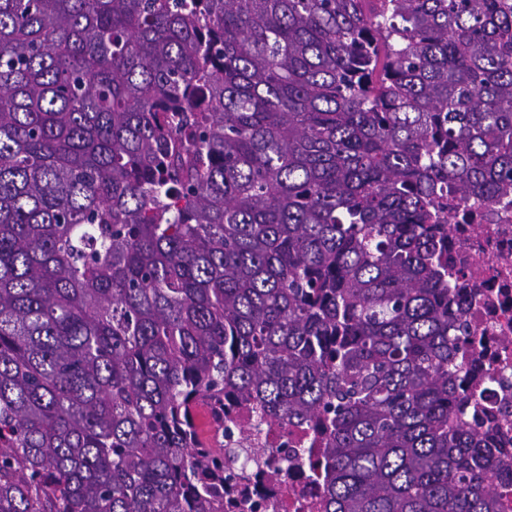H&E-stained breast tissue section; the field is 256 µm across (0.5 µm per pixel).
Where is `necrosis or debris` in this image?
<instances>
[{"instance_id": "obj_1", "label": "necrosis or debris", "mask_w": 512, "mask_h": 512, "mask_svg": "<svg viewBox=\"0 0 512 512\" xmlns=\"http://www.w3.org/2000/svg\"><path fill=\"white\" fill-rule=\"evenodd\" d=\"M448 266L459 272L462 288L456 314L468 325L469 342L462 361L478 400L464 418L479 425L493 447L507 449L505 470H512V205L502 203L484 213L481 223L451 225ZM288 427L264 430L250 445L262 449L247 470L243 496L225 501V512H286L297 502H316L322 487L315 477L290 471L279 483L268 482V467L277 465L273 449L295 445Z\"/></svg>"}]
</instances>
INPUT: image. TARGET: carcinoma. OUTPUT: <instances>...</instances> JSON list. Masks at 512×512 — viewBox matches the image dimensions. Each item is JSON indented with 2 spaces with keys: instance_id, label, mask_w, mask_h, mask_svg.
Wrapping results in <instances>:
<instances>
[{
  "instance_id": "obj_1",
  "label": "carcinoma",
  "mask_w": 512,
  "mask_h": 512,
  "mask_svg": "<svg viewBox=\"0 0 512 512\" xmlns=\"http://www.w3.org/2000/svg\"><path fill=\"white\" fill-rule=\"evenodd\" d=\"M512 199V0H0V512H498L448 194ZM298 440V435L288 429V426L273 427L271 430L265 428L263 433L255 436L253 430L251 431V442H248V448H277L280 443H288L291 447H296L295 443ZM279 457L270 449L265 454L262 453L259 464L247 468L249 480L241 485L245 494L231 498L232 501L224 495L225 512H295L293 503L319 502L321 484L308 473L301 474L291 470L281 483H269L266 480L264 472L270 465L277 466Z\"/></svg>"
}]
</instances>
